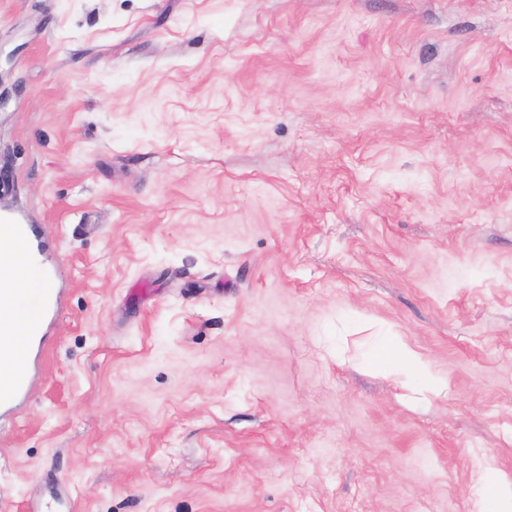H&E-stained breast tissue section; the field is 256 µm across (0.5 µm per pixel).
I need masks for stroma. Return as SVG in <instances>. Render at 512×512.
Here are the masks:
<instances>
[{
  "label": "stroma",
  "instance_id": "35a3bbf8",
  "mask_svg": "<svg viewBox=\"0 0 512 512\" xmlns=\"http://www.w3.org/2000/svg\"><path fill=\"white\" fill-rule=\"evenodd\" d=\"M1 211L0 512H512V0H0ZM0 223L1 250L15 247L25 249L31 258L38 262L41 244L32 237L29 224H23L19 218L13 215L0 216ZM11 277L20 290L17 295L0 299V308L9 310L10 314L18 322L19 326L13 336V342L17 353L26 358L28 339L30 336H43L42 328L48 319L55 316L58 308L57 297L46 290L39 292L35 297V305L38 310L36 320L30 326L29 335L27 334L28 325L35 316V310L32 305V297L40 288H47L36 280L33 273V266L30 264L21 250H15L11 253ZM7 311L0 313V364L14 365V352L7 348V336L11 331V316Z\"/></svg>",
  "mask_w": 512,
  "mask_h": 512
}]
</instances>
